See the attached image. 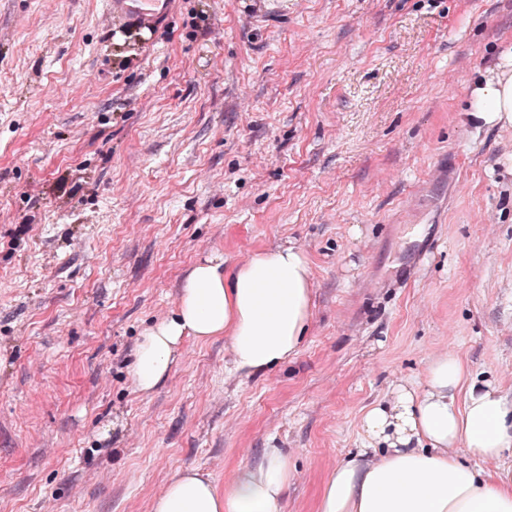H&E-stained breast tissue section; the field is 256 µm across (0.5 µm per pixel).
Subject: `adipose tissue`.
I'll return each mask as SVG.
<instances>
[{
    "instance_id": "obj_1",
    "label": "adipose tissue",
    "mask_w": 512,
    "mask_h": 512,
    "mask_svg": "<svg viewBox=\"0 0 512 512\" xmlns=\"http://www.w3.org/2000/svg\"><path fill=\"white\" fill-rule=\"evenodd\" d=\"M469 116L512 125V58L472 89ZM310 262L281 244L224 269L198 261L171 315L139 342L131 370L136 392L161 386L186 340L227 338L236 372L250 376L299 351L312 318ZM366 447L325 478L318 512H512V402L495 383L470 381L454 351L436 354L418 385H397L362 416ZM288 457L267 449L223 488L194 468L177 471L151 512H282Z\"/></svg>"
}]
</instances>
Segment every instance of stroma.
I'll return each mask as SVG.
<instances>
[{
  "label": "stroma",
  "mask_w": 512,
  "mask_h": 512,
  "mask_svg": "<svg viewBox=\"0 0 512 512\" xmlns=\"http://www.w3.org/2000/svg\"><path fill=\"white\" fill-rule=\"evenodd\" d=\"M0 0V512H150L288 455L318 512L367 407L452 349L512 400V125L466 118L512 0ZM28 225L16 235L18 225ZM292 242L313 316L288 363L186 341L137 393L191 266ZM169 0H108V11L112 15V21L114 23L122 24L123 26H127L129 21V16L138 14L140 15L141 20L144 24H150L152 20V16L157 14L158 11L149 10L148 12L142 11L137 4L140 2L149 3L152 6L157 2L161 3V9L164 8L166 2Z\"/></svg>",
  "instance_id": "35a3bbf8"
}]
</instances>
